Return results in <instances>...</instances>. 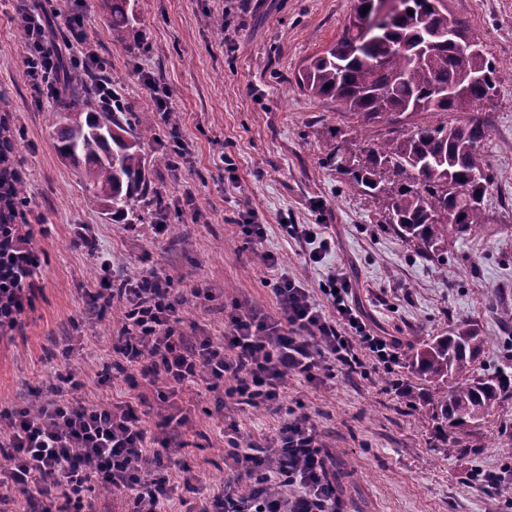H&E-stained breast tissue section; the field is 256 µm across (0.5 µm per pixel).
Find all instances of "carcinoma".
<instances>
[{
  "instance_id": "obj_1",
  "label": "carcinoma",
  "mask_w": 512,
  "mask_h": 512,
  "mask_svg": "<svg viewBox=\"0 0 512 512\" xmlns=\"http://www.w3.org/2000/svg\"><path fill=\"white\" fill-rule=\"evenodd\" d=\"M127 2L108 4L118 42L133 26ZM368 2L356 0L339 38L310 60L296 83L309 97L336 104L339 115L355 123L358 150H349L340 135L326 142L327 160L349 176L354 190L382 203L376 223L387 225L419 254L439 260L449 243L469 239L485 225V199L494 175L485 157L487 128L475 109L498 91L496 63L483 52L460 61L469 35L465 24L448 18L444 0H400L399 10L383 26L384 36L366 46L362 18ZM435 23L451 24L455 39L429 42L426 25ZM63 75L56 147L78 169L96 201L123 214L135 197L148 193L143 145L153 136L154 124L121 105L68 118L80 107V92L87 91L92 76L72 66ZM424 112L435 120L409 125ZM376 122L397 125V135L371 141L367 127ZM16 140L15 125L0 115L3 234L28 203L23 178L9 176ZM35 263L32 254L0 251V312L23 309L24 296L3 293V284L22 266ZM487 344L486 337L461 324L444 336L408 340L401 349L408 368L437 387L436 413L452 432L472 426L512 396V377L505 372H474Z\"/></svg>"
}]
</instances>
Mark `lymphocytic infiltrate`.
Masks as SVG:
<instances>
[{
	"instance_id": "lymphocytic-infiltrate-1",
	"label": "lymphocytic infiltrate",
	"mask_w": 512,
	"mask_h": 512,
	"mask_svg": "<svg viewBox=\"0 0 512 512\" xmlns=\"http://www.w3.org/2000/svg\"><path fill=\"white\" fill-rule=\"evenodd\" d=\"M62 17L69 30L82 28L74 10L52 4L33 9L20 5L25 74L35 88L54 89L61 76V45L51 30ZM276 320L253 314L229 318L223 337L187 335L181 328L186 307L212 296L211 288L185 292L170 277L151 273L105 285L91 293L94 307L122 306L125 321L112 342L116 367L138 369L149 383L164 382L161 403L198 386H223L225 401L249 407H276L288 376L308 381L342 369L356 372L365 364L386 369L399 360L394 340L378 335L352 305L350 280L329 273L320 290L284 276L273 286ZM73 373H62L43 398L42 411L17 409L0 414V439L12 448L13 464L0 471V488L34 496L59 495L65 503L82 500L92 480L110 482L128 505L127 512H165L164 502L176 483L190 485L188 469H174L159 452L150 451L149 434L135 406L86 403L69 395L84 387ZM275 453L247 442L231 427L227 454L232 473L200 512H341L336 490L325 476L323 444L307 414L289 417L276 438ZM277 485V495L265 487Z\"/></svg>"
}]
</instances>
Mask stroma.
I'll list each match as a JSON object with an SVG mask.
<instances>
[{"label":"stroma","instance_id":"35a3bbf8","mask_svg":"<svg viewBox=\"0 0 512 512\" xmlns=\"http://www.w3.org/2000/svg\"><path fill=\"white\" fill-rule=\"evenodd\" d=\"M354 3L129 0L135 22L120 44L103 0H81L83 31L124 104L154 119L146 169L177 226L158 234L154 209L136 201L124 218H112L60 155L59 102L28 81L25 41L14 21L19 4L0 0V90L9 93L20 129L14 160L30 196L26 248L39 258L16 331L0 336V411L45 393L53 382L50 362L83 377V399L132 402L145 395V426L167 444L171 460L197 476L193 490H176L170 512L200 506L222 486L229 471L224 426L236 423L249 441L269 448L292 412L307 413L320 431L342 512H512L500 493L512 483V397L479 426L448 437L432 413L434 387L420 384L406 365L365 375L339 370L314 383L287 378L277 410L229 404L220 411L217 393L184 391L171 402L189 410L194 426L172 433L156 411L155 386H130L109 370L120 323L89 313L88 294L106 258L116 276L157 271L177 288L210 285L213 300L186 317L216 335L233 312L277 317L271 285L281 274L314 288L335 270L351 280L355 305L379 335L426 340L465 321L489 339L478 373L512 363V324L499 316L512 307V0H445L449 16L496 59L499 93L478 109L495 177L486 228L449 246L441 260L416 254L377 224L373 206L326 160L325 142L343 119L295 83L298 71L336 41ZM143 72L169 90L168 114L158 113ZM175 134L188 145L187 158L171 152ZM250 208L266 226L258 245L238 227ZM285 222L324 225L333 244L321 263L304 259L284 234ZM81 231L94 249L77 246ZM267 253L276 265H265Z\"/></svg>","mask_w":512,"mask_h":512}]
</instances>
